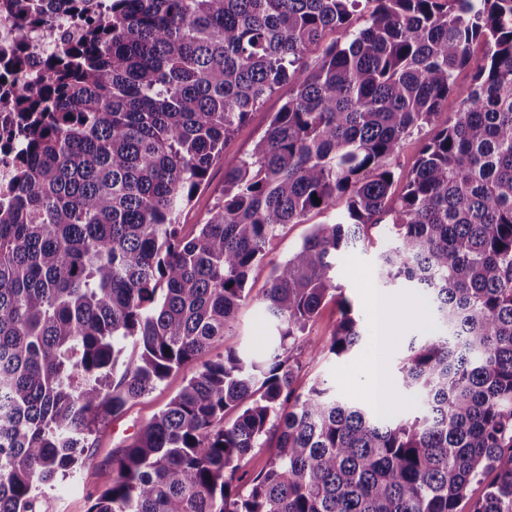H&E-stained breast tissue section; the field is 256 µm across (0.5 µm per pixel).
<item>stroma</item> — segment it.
<instances>
[{
  "mask_svg": "<svg viewBox=\"0 0 512 512\" xmlns=\"http://www.w3.org/2000/svg\"><path fill=\"white\" fill-rule=\"evenodd\" d=\"M472 85V71H458L448 103L435 124L403 140L394 160L398 183H405L417 163L423 143L435 134L438 127L446 125L449 118L453 117L459 101L468 95ZM290 91V85L279 86L226 141L223 157L211 166L205 184L197 192L192 204L184 210L181 216L183 224L190 227L204 223L224 188L225 169L238 165L253 151L271 116L287 101ZM331 220V214L313 211L305 217L303 223L289 224L282 228L269 246L268 263L256 267L250 276L248 286L253 296L252 301L239 309L234 328L225 333L221 346L208 351V358H216L226 349L249 354H259L266 349L274 335V324L258 304L257 298L267 286L271 262L285 259L310 232L312 225ZM376 268L377 254L371 248L352 249L339 256L335 282L341 286L354 314L362 318L366 333L353 351L342 358L331 354L313 357L299 353V367L295 372L296 387L304 390L314 381L322 380L332 388L337 398L368 404L363 361L377 337V325L366 300L368 292H379L393 304L383 350L388 375H395L397 364L405 355L410 340L425 336L435 328L436 320L425 296L405 283L393 287L381 286ZM193 372V367L189 366L171 373L156 391L131 402L122 414L110 419L103 430L93 435V445L86 451L89 458L87 465L73 471L55 487L45 490L43 512H88L95 495L112 480L113 452L147 424L181 390Z\"/></svg>",
  "mask_w": 512,
  "mask_h": 512,
  "instance_id": "stroma-1",
  "label": "stroma"
}]
</instances>
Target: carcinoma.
Segmentation results:
<instances>
[{
	"label": "carcinoma",
	"instance_id": "obj_1",
	"mask_svg": "<svg viewBox=\"0 0 512 512\" xmlns=\"http://www.w3.org/2000/svg\"><path fill=\"white\" fill-rule=\"evenodd\" d=\"M0 9L24 30L84 20L39 70L22 44L6 66L24 135L0 199V512H40L109 416L223 341L281 228L341 199L340 221L271 263L272 347L202 362L117 451L89 512H458L474 483L473 512H512V0ZM465 68L472 91L395 193L401 142ZM284 83L253 154L183 234L224 142ZM379 239V280L421 288L439 324L399 368L411 419L294 387L295 346L339 356L360 340L336 258ZM329 297L341 318L326 346L305 333ZM265 446L267 467L241 470Z\"/></svg>",
	"mask_w": 512,
	"mask_h": 512
}]
</instances>
